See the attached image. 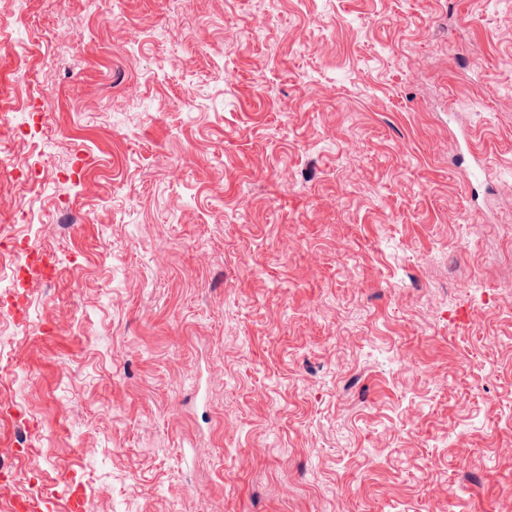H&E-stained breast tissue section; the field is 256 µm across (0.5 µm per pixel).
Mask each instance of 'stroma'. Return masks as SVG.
Instances as JSON below:
<instances>
[{
    "label": "stroma",
    "instance_id": "stroma-1",
    "mask_svg": "<svg viewBox=\"0 0 512 512\" xmlns=\"http://www.w3.org/2000/svg\"><path fill=\"white\" fill-rule=\"evenodd\" d=\"M0 512H512V0H0Z\"/></svg>",
    "mask_w": 512,
    "mask_h": 512
}]
</instances>
